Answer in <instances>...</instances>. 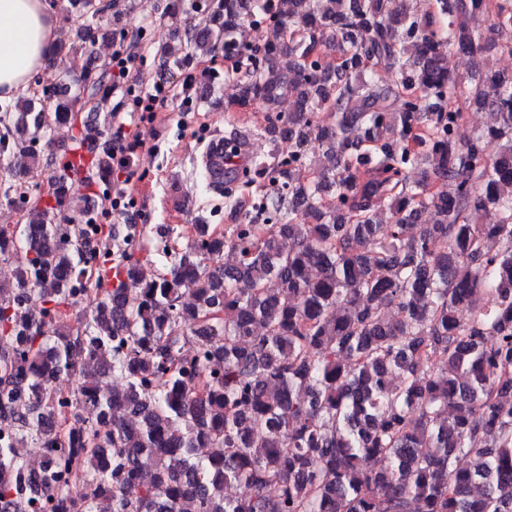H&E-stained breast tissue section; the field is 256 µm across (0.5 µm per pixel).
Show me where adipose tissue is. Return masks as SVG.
Here are the masks:
<instances>
[{
    "mask_svg": "<svg viewBox=\"0 0 512 512\" xmlns=\"http://www.w3.org/2000/svg\"><path fill=\"white\" fill-rule=\"evenodd\" d=\"M57 21L46 0H0V99L26 89L46 66Z\"/></svg>",
    "mask_w": 512,
    "mask_h": 512,
    "instance_id": "obj_1",
    "label": "adipose tissue"
}]
</instances>
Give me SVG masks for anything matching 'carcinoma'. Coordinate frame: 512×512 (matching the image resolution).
<instances>
[{
  "label": "carcinoma",
  "instance_id": "cac0c4a2",
  "mask_svg": "<svg viewBox=\"0 0 512 512\" xmlns=\"http://www.w3.org/2000/svg\"><path fill=\"white\" fill-rule=\"evenodd\" d=\"M420 2L174 0L200 22L157 51L163 75L222 55L239 105L261 104L264 133L292 150L223 180L209 162L220 148H206L207 187L269 223L197 224L189 250L148 278L136 234L111 249L102 238L115 231L88 230L92 215L55 220L71 182L109 185L112 151L70 167L37 142L59 126L78 129V145L112 134L103 105L120 81L95 30L142 7L68 0L78 41L49 56L63 96L0 103V195L24 220L0 229V259L15 263L0 284V419L12 422L0 512H38L43 490L51 512H98L104 499L112 512H512V74L472 88L443 54L485 49L466 23L476 14L512 54V0ZM86 97L93 124L74 112ZM179 98L186 111L219 101L191 80ZM462 99L495 116L466 140ZM15 159L47 161L52 193L30 200ZM256 176L270 193L245 205L239 185ZM489 210L496 223H480ZM111 374L122 387L103 385ZM73 375L60 408L53 386ZM29 442L49 449L37 468ZM230 484L251 494L228 497Z\"/></svg>",
  "mask_w": 512,
  "mask_h": 512
}]
</instances>
